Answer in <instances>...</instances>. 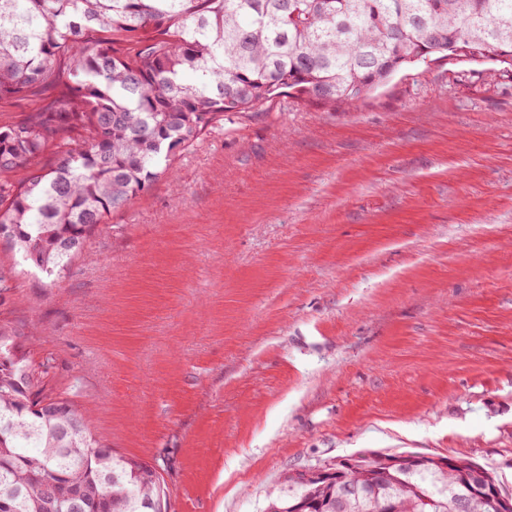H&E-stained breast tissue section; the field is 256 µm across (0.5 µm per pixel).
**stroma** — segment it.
Here are the masks:
<instances>
[{"label":"stroma","mask_w":512,"mask_h":512,"mask_svg":"<svg viewBox=\"0 0 512 512\" xmlns=\"http://www.w3.org/2000/svg\"><path fill=\"white\" fill-rule=\"evenodd\" d=\"M0 327L45 392L158 468L168 512H262L369 450L512 490V78L440 61L337 111L228 112Z\"/></svg>","instance_id":"1"}]
</instances>
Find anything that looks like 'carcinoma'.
<instances>
[{
    "instance_id": "carcinoma-1",
    "label": "carcinoma",
    "mask_w": 512,
    "mask_h": 512,
    "mask_svg": "<svg viewBox=\"0 0 512 512\" xmlns=\"http://www.w3.org/2000/svg\"><path fill=\"white\" fill-rule=\"evenodd\" d=\"M459 57L512 75V0H0V112L51 103L0 126V238L51 281L114 213L130 208L226 112L294 94L336 110L395 73ZM0 358V499L48 512L54 489L86 512H167L157 468L119 455L91 416ZM49 401V415L33 407ZM386 458L396 512H494L461 472L368 451L341 472L285 484L265 512H336L341 483L368 488ZM344 512H379L370 497Z\"/></svg>"
}]
</instances>
